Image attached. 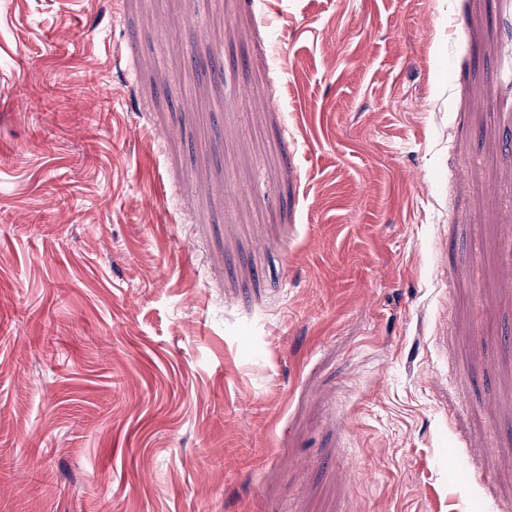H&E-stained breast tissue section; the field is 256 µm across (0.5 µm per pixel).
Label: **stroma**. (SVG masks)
<instances>
[{
	"label": "stroma",
	"instance_id": "35a3bbf8",
	"mask_svg": "<svg viewBox=\"0 0 512 512\" xmlns=\"http://www.w3.org/2000/svg\"><path fill=\"white\" fill-rule=\"evenodd\" d=\"M106 505L512 512V0H0V512Z\"/></svg>",
	"mask_w": 512,
	"mask_h": 512
}]
</instances>
